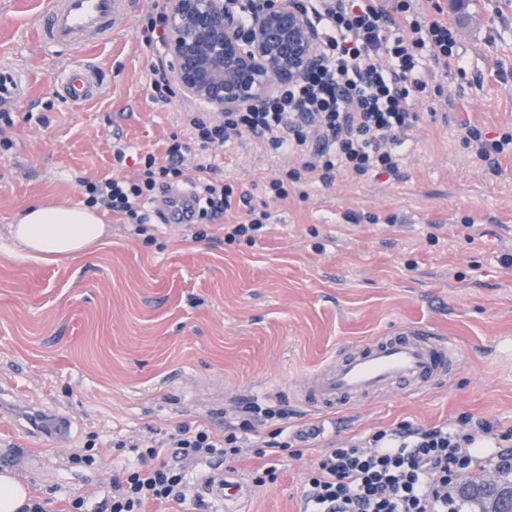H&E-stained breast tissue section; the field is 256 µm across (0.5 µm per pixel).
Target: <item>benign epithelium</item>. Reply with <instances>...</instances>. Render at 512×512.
<instances>
[{"mask_svg":"<svg viewBox=\"0 0 512 512\" xmlns=\"http://www.w3.org/2000/svg\"><path fill=\"white\" fill-rule=\"evenodd\" d=\"M237 0H167L168 76L181 93L217 112L258 105L296 82L319 54L318 32L301 0H261L248 27ZM465 490L484 493L498 512L501 484L468 474Z\"/></svg>","mask_w":512,"mask_h":512,"instance_id":"benign-epithelium-1","label":"benign epithelium"}]
</instances>
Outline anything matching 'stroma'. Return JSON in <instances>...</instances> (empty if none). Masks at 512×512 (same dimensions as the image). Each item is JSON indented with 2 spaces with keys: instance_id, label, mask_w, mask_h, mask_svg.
<instances>
[{
  "instance_id": "stroma-1",
  "label": "stroma",
  "mask_w": 512,
  "mask_h": 512,
  "mask_svg": "<svg viewBox=\"0 0 512 512\" xmlns=\"http://www.w3.org/2000/svg\"><path fill=\"white\" fill-rule=\"evenodd\" d=\"M120 31L91 46L100 95L75 106L54 90V61L30 23L41 0H0V57L27 72L30 91L0 158V388L46 416L71 419L69 440L33 430L15 408L0 413V451L41 461L7 472L47 512L68 497L97 500L124 466L116 438L150 443L189 421L223 433L238 402L277 397L294 442L275 483L252 489L248 512H298L304 477L318 452L408 421L465 428L482 417L512 429V154L499 167L463 140L465 123L490 137L512 131V0H416L440 8L456 31L465 72L430 65L412 107L420 121L404 134L397 174L332 179L313 173L277 199L264 186L291 155L241 137L211 149L218 174L242 199L236 215L271 218L255 243L226 244L223 220L188 227L154 224L153 243L122 216L103 212V240L82 257L45 263L23 256L11 226L30 204L82 202L80 179L133 178L134 158L171 137L191 99L151 97L156 48L136 31L148 0H134ZM128 148L124 165L114 142ZM455 341L460 361L425 392L392 393L329 418L304 411L293 391L343 345L415 325ZM323 423L321 437L298 432ZM98 434L97 465L70 455Z\"/></svg>"
}]
</instances>
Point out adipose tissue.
I'll use <instances>...</instances> for the list:
<instances>
[{"mask_svg": "<svg viewBox=\"0 0 512 512\" xmlns=\"http://www.w3.org/2000/svg\"><path fill=\"white\" fill-rule=\"evenodd\" d=\"M11 233L29 256L57 262L83 254L99 243L106 226L86 207L38 204L20 216Z\"/></svg>", "mask_w": 512, "mask_h": 512, "instance_id": "ef3b65f1", "label": "adipose tissue"}]
</instances>
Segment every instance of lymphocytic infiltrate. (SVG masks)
<instances>
[{"instance_id": "f902f5d3", "label": "lymphocytic infiltrate", "mask_w": 512, "mask_h": 512, "mask_svg": "<svg viewBox=\"0 0 512 512\" xmlns=\"http://www.w3.org/2000/svg\"><path fill=\"white\" fill-rule=\"evenodd\" d=\"M323 29L317 62L295 84L280 88L261 106H243L211 120L187 111L182 120L193 143L178 137L163 155H139L136 179L116 176L82 180L84 201L105 208L148 234L145 208L157 190L175 183L194 185L202 199L200 216L213 221L231 207L232 186L213 178L204 152L248 133L276 153L302 159L265 186L288 196L289 183L306 173L343 168L363 175L399 170L403 133L418 123L409 97L424 88L429 61L462 70L453 29L411 9L410 0H311ZM244 419L224 434L205 424L184 423L157 444L130 443L132 461L113 476L111 491L94 512H149L153 505H181L189 496L188 467L223 462L241 453V437L258 425L288 416L287 408L251 400ZM512 477V430L495 434L485 419L468 432L441 423L428 428L402 423L379 430L365 442H349L320 453L303 494L302 512H465L457 484L468 471Z\"/></svg>"}]
</instances>
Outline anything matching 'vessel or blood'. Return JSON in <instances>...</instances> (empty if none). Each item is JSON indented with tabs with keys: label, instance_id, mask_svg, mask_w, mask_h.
Masks as SVG:
<instances>
[{
	"label": "vessel or blood",
	"instance_id": "b4317fda",
	"mask_svg": "<svg viewBox=\"0 0 512 512\" xmlns=\"http://www.w3.org/2000/svg\"><path fill=\"white\" fill-rule=\"evenodd\" d=\"M132 0H45L32 23L38 47L58 58L54 82L60 97L80 105L97 96L101 79L83 58L92 43L117 29ZM26 80L10 63H0V104L24 99ZM197 202L192 190H171L151 205L162 223L184 224ZM460 352L455 342L434 331L412 326L365 343H350L315 370L295 396L310 410L330 413L358 405L381 393L414 394L444 380L456 366ZM200 496L225 512H240L250 495L244 479L232 470L213 471L198 484Z\"/></svg>",
	"mask_w": 512,
	"mask_h": 512
}]
</instances>
